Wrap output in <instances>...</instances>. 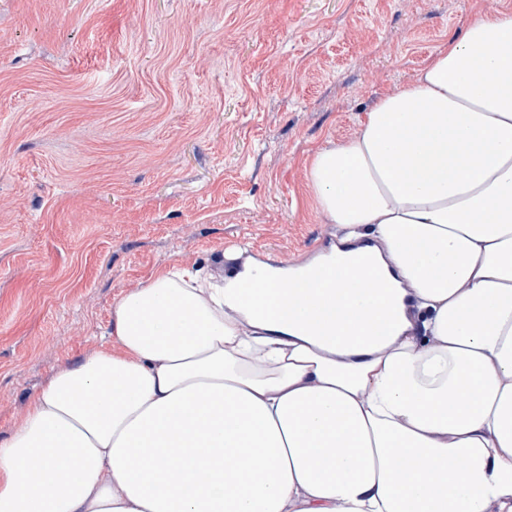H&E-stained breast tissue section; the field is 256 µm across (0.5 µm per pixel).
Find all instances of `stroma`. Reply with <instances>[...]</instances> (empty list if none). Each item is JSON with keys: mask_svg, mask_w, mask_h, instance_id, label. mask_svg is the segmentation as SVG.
Returning a JSON list of instances; mask_svg holds the SVG:
<instances>
[{"mask_svg": "<svg viewBox=\"0 0 512 512\" xmlns=\"http://www.w3.org/2000/svg\"><path fill=\"white\" fill-rule=\"evenodd\" d=\"M507 5L0 0V437L159 269L308 261L317 150Z\"/></svg>", "mask_w": 512, "mask_h": 512, "instance_id": "1", "label": "stroma"}]
</instances>
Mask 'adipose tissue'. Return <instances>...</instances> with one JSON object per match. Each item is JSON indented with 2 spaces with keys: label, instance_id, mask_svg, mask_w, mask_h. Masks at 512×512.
Masks as SVG:
<instances>
[{
  "label": "adipose tissue",
  "instance_id": "obj_1",
  "mask_svg": "<svg viewBox=\"0 0 512 512\" xmlns=\"http://www.w3.org/2000/svg\"><path fill=\"white\" fill-rule=\"evenodd\" d=\"M308 187L369 233L368 287L338 247L153 274L0 438V512H512V9L317 151Z\"/></svg>",
  "mask_w": 512,
  "mask_h": 512
}]
</instances>
